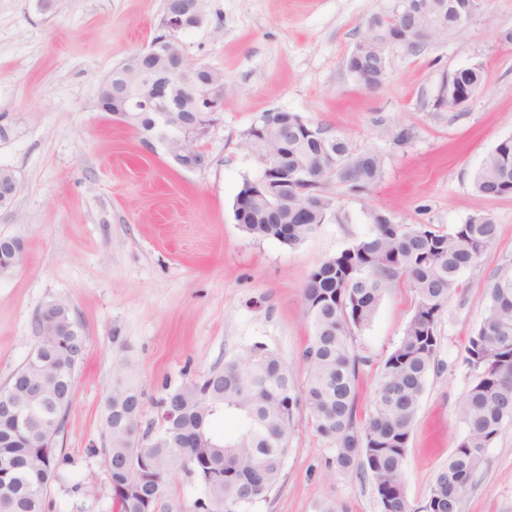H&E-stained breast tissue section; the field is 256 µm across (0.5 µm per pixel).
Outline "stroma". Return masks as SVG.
Here are the masks:
<instances>
[{
    "label": "stroma",
    "mask_w": 512,
    "mask_h": 512,
    "mask_svg": "<svg viewBox=\"0 0 512 512\" xmlns=\"http://www.w3.org/2000/svg\"><path fill=\"white\" fill-rule=\"evenodd\" d=\"M399 8V0H202L204 23L174 37L190 61L223 72L224 110L201 142L207 166L188 171L173 165L160 139L144 142L98 108L103 79L165 33V0H0V168L18 182L12 204L0 208V235L23 243L19 264L0 274V387L34 348L46 302L66 300L86 336L58 438L70 479L50 487L47 512H112L101 459L87 450L101 442L115 355L146 391L142 425L156 429L163 383L206 374L256 343L304 385V283L371 235L372 210L444 233L486 212L497 241L461 274L438 318L436 366L407 446L405 493L412 512H422L466 435L458 409L478 375L468 340L493 276L512 266V197L486 199L473 185L484 157L512 138V0H486L464 31L420 49L390 48L385 82L367 89L347 57ZM475 64L483 92L462 109L436 107L442 82ZM274 110L384 162L370 193L328 183L331 210L295 248L247 235L233 210L243 183L266 167L247 133ZM402 129L410 136L400 142ZM415 307L414 291L400 282L353 332L362 359L357 425L375 412L383 363ZM335 455L298 403L279 480L250 512H317L322 502L336 512H383L370 477L336 470ZM460 512H512V421L487 448Z\"/></svg>",
    "instance_id": "35a3bbf8"
}]
</instances>
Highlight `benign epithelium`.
<instances>
[{
	"mask_svg": "<svg viewBox=\"0 0 512 512\" xmlns=\"http://www.w3.org/2000/svg\"><path fill=\"white\" fill-rule=\"evenodd\" d=\"M192 21L195 27L203 23L204 17L199 0H179V7L167 12L166 25L172 31L185 28V22ZM428 40L426 31L404 28L401 24L385 32L382 41V55L373 56L367 42L361 41L352 50L347 59V67L355 76L364 77L367 64L378 59L384 64L385 52L393 46L410 47L416 42ZM148 55L166 64L152 69L149 82L143 91L133 95L129 85L123 81L115 83L112 76L104 80L102 90L112 94L117 108L112 116L124 123H129V111L140 110L144 106L156 114L157 121L179 131L176 143L188 148L189 161L187 170H196L205 166L207 158L200 141L206 136L215 122V114L224 109V74L204 63L188 62L178 41L166 37L147 49ZM177 89H190L199 95L204 102V111L189 120L175 111L172 105V92ZM284 155H267V166L260 178L244 182L237 195L238 206H243L249 199H261L272 208L288 210L290 190L295 189L301 194L308 192L311 184L309 176L299 173L294 179H288V167L283 164Z\"/></svg>",
	"mask_w": 512,
	"mask_h": 512,
	"instance_id": "obj_1",
	"label": "benign epithelium"
}]
</instances>
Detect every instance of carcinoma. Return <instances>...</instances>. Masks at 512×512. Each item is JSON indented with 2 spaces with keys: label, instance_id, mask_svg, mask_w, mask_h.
<instances>
[{
  "label": "carcinoma",
  "instance_id": "obj_1",
  "mask_svg": "<svg viewBox=\"0 0 512 512\" xmlns=\"http://www.w3.org/2000/svg\"><path fill=\"white\" fill-rule=\"evenodd\" d=\"M436 27L458 31L471 0H440ZM448 100L464 87L484 84L483 68L472 65L447 79ZM293 112L269 115V137L280 142V125ZM328 141L336 167L320 142L303 132L288 140V171L306 169L318 186L309 212L288 203V216L253 204L241 227L256 239L296 247L322 224L332 203L324 186L332 181L351 193L369 191L383 174L382 158L353 151L339 137ZM487 199L512 197V138L485 157L474 178ZM371 212L373 234L322 262L303 289L310 325L302 353L307 379L304 400L316 431L336 443L340 471L362 469L376 488L383 512H410L403 471L407 444L429 371L435 366L439 315L459 289L462 272L477 265L497 240L498 224L488 213L471 216L451 233L427 224L381 223ZM402 278L415 292L417 307L398 346L386 358L378 407L368 424L355 421V380L360 359L352 329L368 324L376 308ZM49 329L36 322L34 357L10 377L20 412L19 425L0 419V512H45L52 484L68 479L58 436L72 402L76 366L86 336L68 303L51 301ZM468 362L478 377L459 408L466 436L430 486L426 512H459L463 492L485 461V451L502 425L512 420V273H499L488 291L486 313L469 338ZM112 386L103 406L101 456L113 512H183L167 493L171 476L192 477L198 492L194 512H249L275 485L288 453V427L297 398L288 366L261 343L245 358L181 384L157 400L161 413L175 411L177 436L162 429L140 432L145 392L129 373L126 359L113 363ZM233 415L238 431L217 437L211 422Z\"/></svg>",
  "mask_w": 512,
  "mask_h": 512
}]
</instances>
